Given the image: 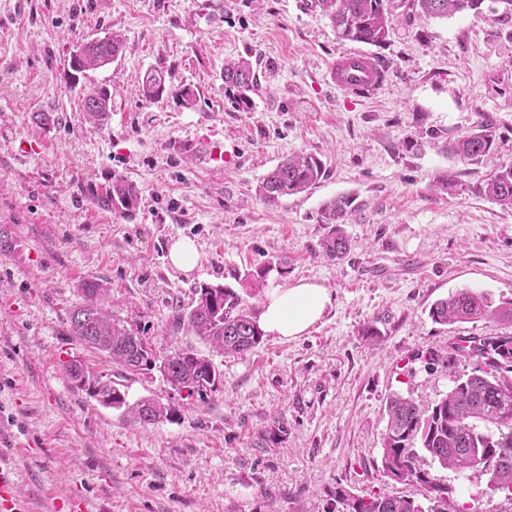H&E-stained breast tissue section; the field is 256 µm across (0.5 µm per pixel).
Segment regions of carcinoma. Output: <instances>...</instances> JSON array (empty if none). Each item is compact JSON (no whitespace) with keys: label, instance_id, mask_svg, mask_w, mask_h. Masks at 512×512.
Segmentation results:
<instances>
[{"label":"carcinoma","instance_id":"cac0c4a2","mask_svg":"<svg viewBox=\"0 0 512 512\" xmlns=\"http://www.w3.org/2000/svg\"><path fill=\"white\" fill-rule=\"evenodd\" d=\"M388 0H310L308 6L318 8L331 20L341 40L380 46L392 30ZM412 6L426 16L437 18L470 10L480 14L484 0H411ZM125 48L117 32L82 43L78 58L70 62L71 78H89L90 74L117 60ZM224 82L237 88L238 104H249L247 92L255 82L251 63L244 59L224 64ZM139 92L147 101L169 94L178 98L186 109L196 105L194 89L176 85L172 71L152 69L139 83ZM86 120L94 125L105 122L112 111V95L106 86H98L93 95L82 99ZM495 140L494 126L486 122L474 132L454 139L451 151L463 160L487 154ZM326 173L321 159L313 154L297 153L283 158L268 171L258 186L259 195L268 203L306 192ZM485 195L503 208L512 209V163L500 166L488 179ZM137 187L122 178L112 182L99 203L108 206L119 202L128 212L139 205ZM353 199L340 196L325 202L321 223L343 224ZM346 237L333 231L323 242L331 257L346 254ZM83 303L68 317L71 335L104 353L127 374L153 369L159 354L142 337L112 320L106 307V288L95 281L80 284ZM434 322L441 325L476 320L504 319L512 321V308H491L485 294L463 289L435 303L430 311ZM175 327L210 342L226 356L242 354L255 347L263 333L252 313L239 297L222 285L202 284L195 289L194 303L174 309ZM472 360V371L464 374L452 370L454 382L428 409L422 410L413 399L394 393L387 398V425L382 437L381 468L385 477L399 483H415L425 490L423 499L400 494L374 492L356 496L336 489V501L346 512H440L439 501L449 495L448 485L423 467L425 459L443 469L457 473L480 469L487 475L486 492L503 493L512 502V336L492 334L472 336L466 347L452 344L445 366L452 369L456 358ZM72 386L93 397L112 396V407L127 405L125 393L114 381L93 374L78 360L63 365ZM172 386L192 385L200 394L212 390L219 374L211 360L185 347L171 353L163 371ZM130 410L133 417L146 425L170 420L175 410L158 401L144 399Z\"/></svg>","mask_w":512,"mask_h":512}]
</instances>
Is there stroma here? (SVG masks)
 Instances as JSON below:
<instances>
[{
	"label": "stroma",
	"mask_w": 512,
	"mask_h": 512,
	"mask_svg": "<svg viewBox=\"0 0 512 512\" xmlns=\"http://www.w3.org/2000/svg\"><path fill=\"white\" fill-rule=\"evenodd\" d=\"M407 3L391 0L393 30L369 49L385 82L358 96L328 77L351 42L305 0H0V448L20 461L31 512L47 494L103 512H341L340 487L420 496L382 475L387 397L430 407L449 380L427 366L428 351L512 334V323L429 315L466 288L512 303V210L484 194L512 162V17L421 18ZM111 31L125 39L122 57L71 85L73 47ZM238 57L257 75L245 110L224 82L225 61ZM169 66L197 89L194 109L138 96L147 70ZM92 83L112 93L100 127L79 108ZM38 110L55 123H34ZM488 120L489 153H449ZM209 128L237 146L220 171L184 147ZM21 140L38 153L13 158ZM300 152L323 161L324 178L263 201V176ZM444 175L454 190L439 185ZM118 178L139 190L133 213L96 200ZM340 195L357 208L336 259L322 248L332 227L320 210ZM181 238L198 251L189 273L169 261ZM87 279L157 353L191 346L209 358L217 387L188 396L155 370L123 376L71 336ZM301 279L328 288L332 304L299 338L267 334L228 357L173 325L175 304H191L198 284L233 289L255 313L270 288ZM368 325L377 343L363 337ZM72 359L119 383L128 404L154 398L175 416L143 425L102 405L68 381ZM431 472L480 494L479 512H512L484 495L481 472Z\"/></svg>",
	"instance_id": "35a3bbf8"
}]
</instances>
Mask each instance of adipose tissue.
Instances as JSON below:
<instances>
[{"mask_svg": "<svg viewBox=\"0 0 512 512\" xmlns=\"http://www.w3.org/2000/svg\"><path fill=\"white\" fill-rule=\"evenodd\" d=\"M332 298L328 288L298 282L272 288L259 313V325L268 334L283 338L302 336L324 315Z\"/></svg>", "mask_w": 512, "mask_h": 512, "instance_id": "obj_1", "label": "adipose tissue"}]
</instances>
